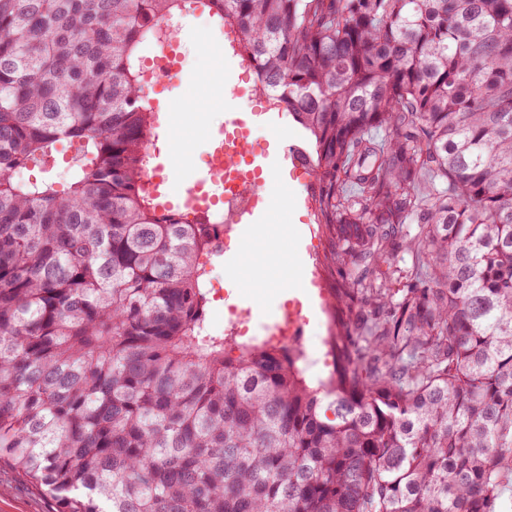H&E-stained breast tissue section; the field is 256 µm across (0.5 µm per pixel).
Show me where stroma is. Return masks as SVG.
Wrapping results in <instances>:
<instances>
[{"instance_id":"1","label":"stroma","mask_w":512,"mask_h":512,"mask_svg":"<svg viewBox=\"0 0 512 512\" xmlns=\"http://www.w3.org/2000/svg\"><path fill=\"white\" fill-rule=\"evenodd\" d=\"M224 31L208 13L185 14L174 40L179 74L153 94L151 104L163 112L150 168L169 182L168 198H175L202 165L210 142L228 117L225 101L234 83H253L254 75L238 59H226L219 46ZM272 204L261 224L245 236L231 232L209 273L210 327L231 334L237 308L250 307L251 321L235 342L267 340L284 304L306 297L303 289L286 286L291 270L300 266L298 246L309 245L308 225L288 213L285 195L273 190ZM0 512H56V503L38 491L8 464L0 462Z\"/></svg>"}]
</instances>
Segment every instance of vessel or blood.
<instances>
[{"label":"vessel or blood","mask_w":512,"mask_h":512,"mask_svg":"<svg viewBox=\"0 0 512 512\" xmlns=\"http://www.w3.org/2000/svg\"><path fill=\"white\" fill-rule=\"evenodd\" d=\"M271 120V115L266 112H231L228 124L239 133V140L228 144L223 134L214 135L205 163L182 196V205L196 211L199 216H207L215 210L217 196L214 189L221 183L223 174L240 172L253 185L251 207L236 218L237 224L245 230L260 223L269 208L271 194L268 184L284 186L292 181L310 180V171L301 166L302 150L297 145L273 149L266 143L249 142V129L258 122L268 123Z\"/></svg>","instance_id":"vessel-or-blood-1"}]
</instances>
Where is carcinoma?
Segmentation results:
<instances>
[{
	"label": "carcinoma",
	"instance_id": "1",
	"mask_svg": "<svg viewBox=\"0 0 512 512\" xmlns=\"http://www.w3.org/2000/svg\"><path fill=\"white\" fill-rule=\"evenodd\" d=\"M199 5L309 134L336 275L314 386L268 342L225 355L211 227L146 179L137 49ZM64 142L69 183L16 179ZM1 459L59 512H500L512 0H0Z\"/></svg>",
	"mask_w": 512,
	"mask_h": 512
}]
</instances>
